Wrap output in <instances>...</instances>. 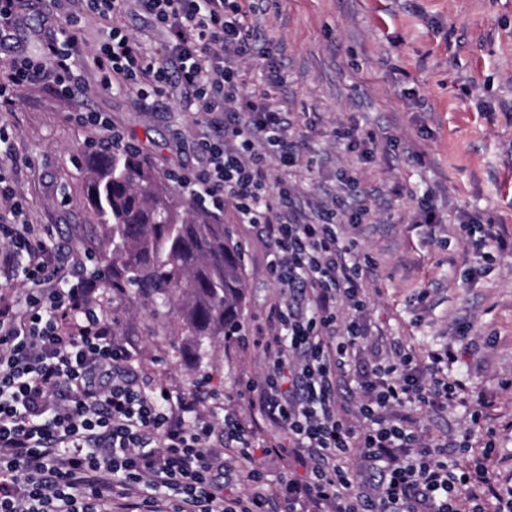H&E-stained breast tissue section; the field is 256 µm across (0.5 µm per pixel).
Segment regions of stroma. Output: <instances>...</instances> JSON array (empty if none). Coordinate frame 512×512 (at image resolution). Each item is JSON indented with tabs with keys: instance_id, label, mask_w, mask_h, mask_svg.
I'll return each mask as SVG.
<instances>
[{
	"instance_id": "stroma-1",
	"label": "stroma",
	"mask_w": 512,
	"mask_h": 512,
	"mask_svg": "<svg viewBox=\"0 0 512 512\" xmlns=\"http://www.w3.org/2000/svg\"><path fill=\"white\" fill-rule=\"evenodd\" d=\"M255 52L272 51L274 73L238 61L243 97L271 92L287 118L301 162L270 163L271 187L287 184L307 216L332 209L342 236L365 262L369 341L355 368L385 361L390 342L417 358L454 348L453 369L470 387L467 406L396 410L423 441H458L469 412L487 413L497 429L488 469L512 483V251L490 267L466 252L465 225L492 224L512 240V0H254ZM278 77L269 87L270 77ZM95 111L121 128L159 175L194 167L193 116L178 97L142 109L127 93L98 87L60 97L38 86L18 88L0 112L10 138L0 157H16L9 174L26 202L25 218L45 224L88 268L112 269L111 246L88 204V167L98 131L78 114ZM431 206L437 223L420 218ZM222 222L243 245L245 328L266 321L277 290L267 249L232 205ZM427 299H420V291ZM99 302L118 323L116 337L137 356L134 373L163 384L173 397L200 394L214 422L232 416L250 426L264 488L273 500L285 479L302 476L291 454L264 451L277 436L247 382L266 366L252 337L220 344L202 366L191 345L180 353L148 332L143 301Z\"/></svg>"
}]
</instances>
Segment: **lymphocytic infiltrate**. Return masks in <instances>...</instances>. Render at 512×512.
Wrapping results in <instances>:
<instances>
[{"instance_id": "lymphocytic-infiltrate-1", "label": "lymphocytic infiltrate", "mask_w": 512, "mask_h": 512, "mask_svg": "<svg viewBox=\"0 0 512 512\" xmlns=\"http://www.w3.org/2000/svg\"><path fill=\"white\" fill-rule=\"evenodd\" d=\"M49 15L67 25L49 29L44 56L15 53L0 76V104L10 91L44 84L70 96L88 88H119L145 101L177 85L204 130L201 166L170 171L192 204L221 218L233 203L240 223L269 248L276 287L301 293L302 307L274 305L265 342L267 367L248 384L281 436L272 450L306 454L295 497L271 506L248 429L235 419L222 428L197 412L193 398L173 400L128 367L134 352L115 341L112 320L96 299L100 277L75 261L64 287L40 225L24 221V201L0 172V278L25 256L20 295L0 293V512H299L300 499L331 501L336 512H512V486L492 482L495 428L483 411L470 415L481 431V456L458 467L444 446L422 443L394 408L452 406L469 388L448 373L457 351L425 360L401 348L360 384L361 425L336 408V381L349 375L365 341L363 268L352 259L332 217L312 222L293 212L280 187L269 203L268 159L293 167L300 155L269 94L241 100L237 60L249 57L253 31L242 0H47ZM167 36L171 70L144 51L123 22L128 9ZM110 31L91 57L77 62L85 28ZM347 306L348 321L339 308ZM358 455L359 468L347 460ZM244 468L249 493L224 495V458Z\"/></svg>"}]
</instances>
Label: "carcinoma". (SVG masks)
I'll use <instances>...</instances> for the list:
<instances>
[{
	"mask_svg": "<svg viewBox=\"0 0 512 512\" xmlns=\"http://www.w3.org/2000/svg\"><path fill=\"white\" fill-rule=\"evenodd\" d=\"M88 199L112 243L115 295L144 300L154 335L190 337L196 363H203L240 324L241 247L224 225L192 211L131 147L91 164Z\"/></svg>",
	"mask_w": 512,
	"mask_h": 512,
	"instance_id": "cac0c4a2",
	"label": "carcinoma"
}]
</instances>
